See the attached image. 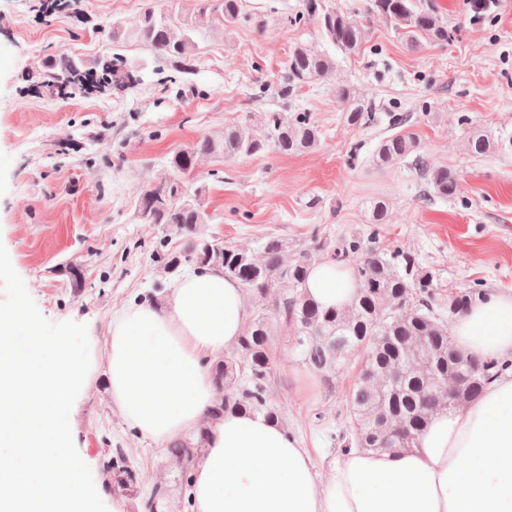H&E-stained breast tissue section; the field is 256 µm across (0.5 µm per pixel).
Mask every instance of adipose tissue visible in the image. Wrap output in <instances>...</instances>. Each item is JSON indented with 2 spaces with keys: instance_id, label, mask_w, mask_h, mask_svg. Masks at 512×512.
<instances>
[{
  "instance_id": "1",
  "label": "adipose tissue",
  "mask_w": 512,
  "mask_h": 512,
  "mask_svg": "<svg viewBox=\"0 0 512 512\" xmlns=\"http://www.w3.org/2000/svg\"><path fill=\"white\" fill-rule=\"evenodd\" d=\"M306 291L344 307L358 288L325 261ZM248 319L242 288L216 269L184 275L165 306L139 302L112 319V402L156 445L205 428L187 500L192 512H512V289L493 290L449 323L454 345L507 363L482 396L433 415L414 448L350 452L328 476L284 427L235 412L207 421L218 394L209 362L237 347Z\"/></svg>"
}]
</instances>
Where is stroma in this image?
Wrapping results in <instances>:
<instances>
[{"label":"stroma","instance_id":"35a3bbf8","mask_svg":"<svg viewBox=\"0 0 512 512\" xmlns=\"http://www.w3.org/2000/svg\"><path fill=\"white\" fill-rule=\"evenodd\" d=\"M305 2L242 0L234 26L211 21L197 30L190 73L168 83L148 47L134 38L110 46L107 28L115 20L134 28L150 9L187 19L198 0H74L69 12L46 19L42 0H0V243L48 320L87 324L101 349L115 311L149 298L165 306L177 278L163 275L153 254L162 246L182 250L186 236L141 223L135 203L174 151L262 111L308 113L320 143L295 156H198L208 233L251 251L272 234L287 240L292 258L315 229L328 238L368 236L364 203L383 196L390 206L378 247L412 252L433 274L439 304L476 282L488 291L512 288V149L476 158L467 148L476 130L512 142V0L478 18L466 0H433L451 35L445 44L409 41L371 14L368 0H326L366 28L355 54L330 48L304 19ZM298 43L329 50L336 65L285 100L277 83ZM108 53L122 58L133 87L86 95L45 87L46 58ZM341 86L373 104L372 125L344 124ZM393 112L410 113L423 153L456 175L458 200L423 202L422 180L409 164L372 169ZM275 350L270 401L327 470L340 456L330 435L346 423L354 371L344 369L332 392L310 399L294 389L310 369L291 338L277 337ZM70 414L75 446L108 512H144L157 485L166 490L161 512L184 507L187 469L125 422L104 361Z\"/></svg>","mask_w":512,"mask_h":512}]
</instances>
